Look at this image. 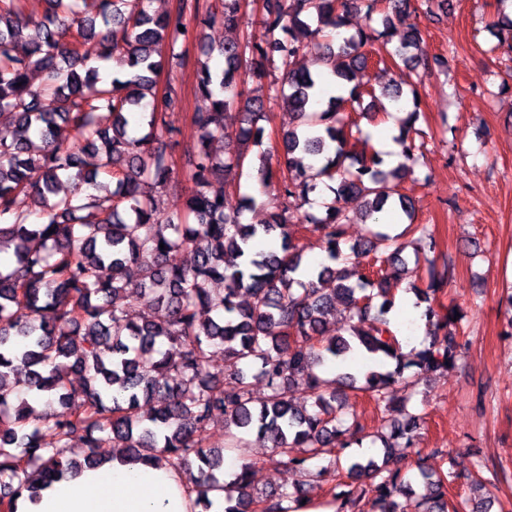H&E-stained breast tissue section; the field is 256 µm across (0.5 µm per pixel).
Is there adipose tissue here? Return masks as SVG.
<instances>
[{"label": "adipose tissue", "mask_w": 512, "mask_h": 512, "mask_svg": "<svg viewBox=\"0 0 512 512\" xmlns=\"http://www.w3.org/2000/svg\"><path fill=\"white\" fill-rule=\"evenodd\" d=\"M178 471L135 462L113 453L76 478L20 495L17 512H197Z\"/></svg>", "instance_id": "ef3b65f1"}]
</instances>
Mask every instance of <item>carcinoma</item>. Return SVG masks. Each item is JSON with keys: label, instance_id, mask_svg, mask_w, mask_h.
I'll use <instances>...</instances> for the list:
<instances>
[{"label": "carcinoma", "instance_id": "1", "mask_svg": "<svg viewBox=\"0 0 512 512\" xmlns=\"http://www.w3.org/2000/svg\"><path fill=\"white\" fill-rule=\"evenodd\" d=\"M48 2L50 11L36 18L26 15L24 0H0V110L9 115L8 128L0 130V250L14 245L13 264L0 265L3 512H15L22 490L38 493L29 483L30 466H38V482L47 486L96 465L91 452L81 460L67 456L75 438L90 449L117 440L134 461H166L186 473L195 504L206 509L212 506L209 492L220 487L231 490L224 512H293L288 503L301 501L296 485L254 494L249 461L219 485L215 471L224 468L225 448L205 445L208 426L220 413L227 430H255L271 442L272 456L286 471L305 474L311 460L331 454L336 444L350 447L345 437L362 444L361 427L347 408L349 391L367 394L384 424L394 412L407 419L388 436L381 430L373 435L384 448L380 460H352L345 467L332 459L320 467L319 479L345 486L332 494L329 509L407 512L413 499L416 512H458L448 503V478L428 464L441 450L412 452L421 416L409 411L410 397L401 396L461 356L458 309L426 308L430 343L403 353L385 314L393 304L388 285L401 279L404 245L371 228L369 239L343 247L350 206L365 208L375 226L389 203L409 218L415 210L413 199L389 185L369 139L352 158L349 146L361 130L342 105L376 96L363 81L371 53L379 63L388 57L405 67L425 64L412 54L422 41L416 19L436 0H388L383 30H358L328 43L321 64L337 83L352 84L348 97L321 102V74L304 67L288 71V89L273 88L299 124L282 136L286 159L278 169L264 159L256 169L259 183H275L274 206L263 224L241 220L254 198H243L233 211L225 210L222 198L252 168L246 146L264 138V102L245 101L237 144L225 146L222 155L211 151L212 142L224 139L225 114L242 96L243 60L250 59L253 76L261 78L266 63L276 57L293 63L304 39L325 28L336 38L353 13L380 11L379 0H264L260 37L217 46L206 42V30L238 27L242 0H220L219 7L210 0H176L162 14L149 11L148 0ZM188 13L199 26L196 92L209 108L191 116L197 138L182 155L189 183L183 210L165 214L155 189L181 184L171 180L174 143L166 120L175 99L170 91L158 92L157 77L188 64ZM395 23L405 33L392 48ZM216 53L224 57L222 69L210 64ZM111 63L122 76L105 80L100 69ZM36 73L43 83L33 82ZM48 96L57 103L52 112L45 108ZM136 112L148 131L132 138L127 127ZM420 115L415 101L397 137L411 161ZM327 151L323 165L305 163ZM64 178H78L88 190L63 195ZM335 180L322 215L300 212L318 183ZM21 195L30 198L38 221L17 208ZM301 229L319 234L328 260L315 281L295 278L304 261L295 243ZM413 232L418 262L436 251L437 242L426 224ZM180 250L193 253L190 265L171 262ZM425 262L420 279L426 294L444 292L453 268L433 258ZM133 266L139 269L135 281L127 276ZM327 278L336 280L330 293L316 285ZM214 283L224 284L223 294L212 293ZM143 298L152 300L157 315L132 311ZM338 304L346 336L329 334L326 316ZM352 353L394 366L354 374L346 371ZM247 368L257 369L269 389L258 402ZM73 373L83 376L79 389L70 386ZM297 377L305 381L308 407L290 395ZM41 398L64 411L33 426L31 402ZM361 477L371 481L369 499L349 487L348 480Z\"/></svg>", "mask_w": 512, "mask_h": 512}]
</instances>
